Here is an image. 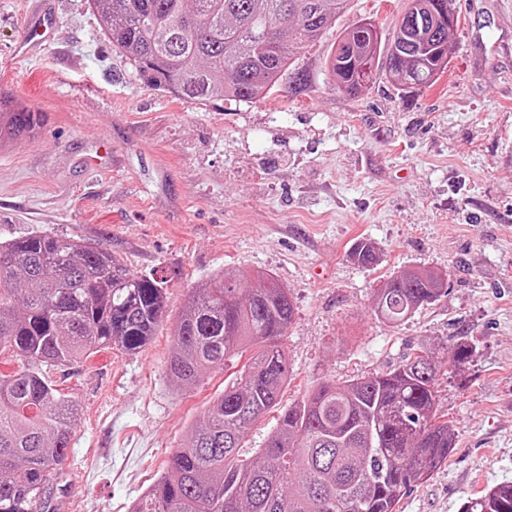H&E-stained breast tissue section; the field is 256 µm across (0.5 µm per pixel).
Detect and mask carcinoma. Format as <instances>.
Wrapping results in <instances>:
<instances>
[{
    "mask_svg": "<svg viewBox=\"0 0 512 512\" xmlns=\"http://www.w3.org/2000/svg\"><path fill=\"white\" fill-rule=\"evenodd\" d=\"M350 0H88L112 45L148 81L186 100L252 103L268 94L304 45L321 37ZM403 14L385 59L353 25L334 44L330 79L356 94L355 62L369 56L401 89L430 86L440 53L455 48L456 24L421 16L426 40L404 41ZM32 112H5L0 138L33 134ZM363 267L377 247L360 243ZM443 276L402 271L376 291L378 316L400 324L442 293ZM165 281L131 273L112 253L79 239L29 235L0 242V512H56V473L69 448L76 406L50 372L118 345L132 352L155 335L166 307ZM295 315L288 289L273 277L253 288L217 272L190 295L175 329L168 376L197 385L214 368L247 356L239 376L209 401L169 468L131 512H396L455 448V430L438 412L447 361L473 358L460 343L448 359L423 347L387 373L321 383L280 415L255 457L242 459L250 426L279 404L290 382L280 345ZM463 512H512V481L468 497Z\"/></svg>",
    "mask_w": 512,
    "mask_h": 512,
    "instance_id": "obj_1",
    "label": "carcinoma"
}]
</instances>
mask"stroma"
Wrapping results in <instances>:
<instances>
[{
  "label": "stroma",
  "instance_id": "35a3bbf8",
  "mask_svg": "<svg viewBox=\"0 0 512 512\" xmlns=\"http://www.w3.org/2000/svg\"><path fill=\"white\" fill-rule=\"evenodd\" d=\"M469 1L456 0V50L433 87L402 91L383 73L357 95L333 85L324 60L339 35L363 17L391 32L407 3L350 0L266 98L230 104L148 83L87 0H50L54 43L16 59L25 6L0 0V110L43 118L0 146V241L74 237L166 281L145 347L52 373L78 406L57 512H130L236 372L189 390L167 374L189 295L222 271L271 275L292 297L286 405L421 346L476 344L438 386L455 448L398 512H461L512 481V0ZM360 240L376 267L351 259ZM404 269L447 286L393 327L375 318L374 291Z\"/></svg>",
  "mask_w": 512,
  "mask_h": 512
}]
</instances>
